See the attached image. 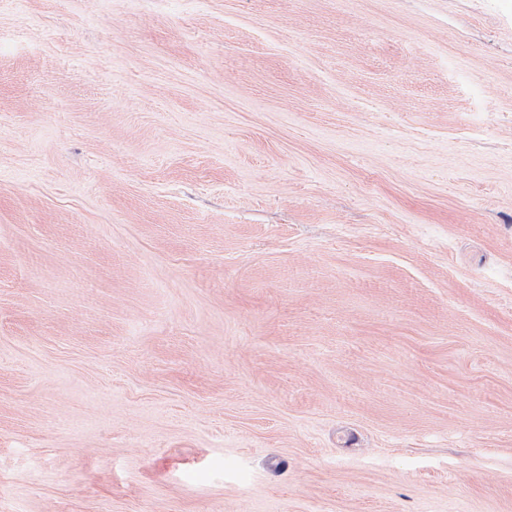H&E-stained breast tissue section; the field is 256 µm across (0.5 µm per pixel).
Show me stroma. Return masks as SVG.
<instances>
[{
  "label": "stroma",
  "instance_id": "1",
  "mask_svg": "<svg viewBox=\"0 0 512 512\" xmlns=\"http://www.w3.org/2000/svg\"><path fill=\"white\" fill-rule=\"evenodd\" d=\"M0 512H512V0H0Z\"/></svg>",
  "mask_w": 512,
  "mask_h": 512
}]
</instances>
